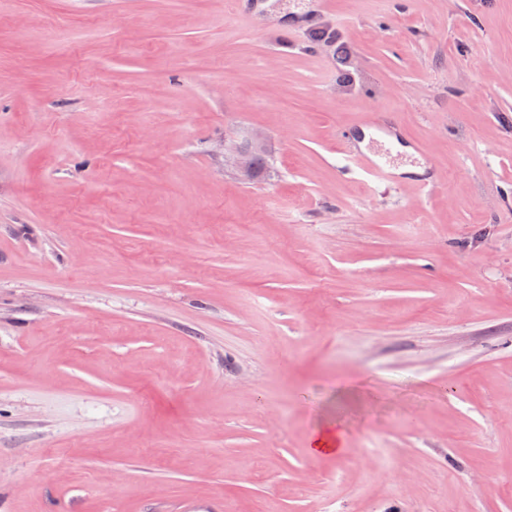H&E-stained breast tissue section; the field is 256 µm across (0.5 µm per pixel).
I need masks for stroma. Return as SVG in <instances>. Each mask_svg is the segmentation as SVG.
<instances>
[{
	"mask_svg": "<svg viewBox=\"0 0 512 512\" xmlns=\"http://www.w3.org/2000/svg\"><path fill=\"white\" fill-rule=\"evenodd\" d=\"M306 9L0 0V512H512V0ZM364 130L371 131L369 144L362 149L356 142L365 138ZM399 134L379 122L371 113H365L356 126L342 132L336 143V153L340 169L362 173L373 183H392L400 177L395 173L396 165L382 161L386 144L398 141ZM261 151V145L256 139L250 143V149H242L236 147L233 150L224 147V164L225 166L238 168L244 174L251 173L250 156L251 154L258 153ZM344 427L336 422L316 426L309 437V452L316 457L338 456L343 448Z\"/></svg>",
	"mask_w": 512,
	"mask_h": 512,
	"instance_id": "stroma-1",
	"label": "stroma"
}]
</instances>
